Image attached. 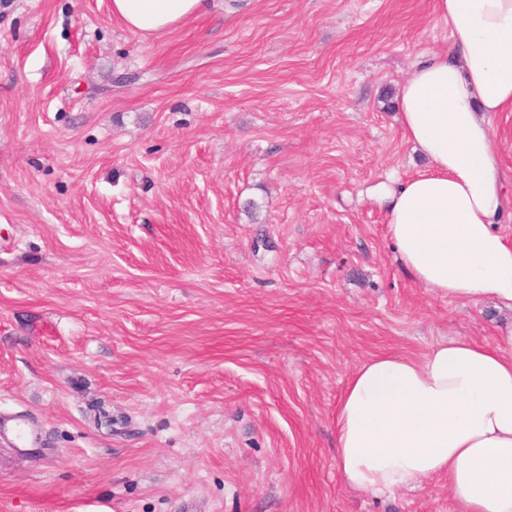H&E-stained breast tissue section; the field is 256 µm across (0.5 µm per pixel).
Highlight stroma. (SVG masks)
Returning a JSON list of instances; mask_svg holds the SVG:
<instances>
[{"label": "stroma", "mask_w": 512, "mask_h": 512, "mask_svg": "<svg viewBox=\"0 0 512 512\" xmlns=\"http://www.w3.org/2000/svg\"><path fill=\"white\" fill-rule=\"evenodd\" d=\"M0 0V512H454L336 466L358 365L512 310L421 286L373 195L424 158L398 88L434 0ZM210 0H112V15L133 32L172 28L205 12Z\"/></svg>", "instance_id": "1"}]
</instances>
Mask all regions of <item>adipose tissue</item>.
I'll list each match as a JSON object with an SVG mask.
<instances>
[{
  "label": "adipose tissue",
  "instance_id": "obj_1",
  "mask_svg": "<svg viewBox=\"0 0 512 512\" xmlns=\"http://www.w3.org/2000/svg\"><path fill=\"white\" fill-rule=\"evenodd\" d=\"M208 0H112L134 32L172 28ZM450 46L398 93L405 139L427 166L381 188L399 261L451 299L512 307V243L496 231L508 200L488 115L512 112V0H434ZM337 457L350 488L384 495L432 477L457 512H512V352L459 336L423 358L380 353L348 378Z\"/></svg>",
  "mask_w": 512,
  "mask_h": 512
}]
</instances>
